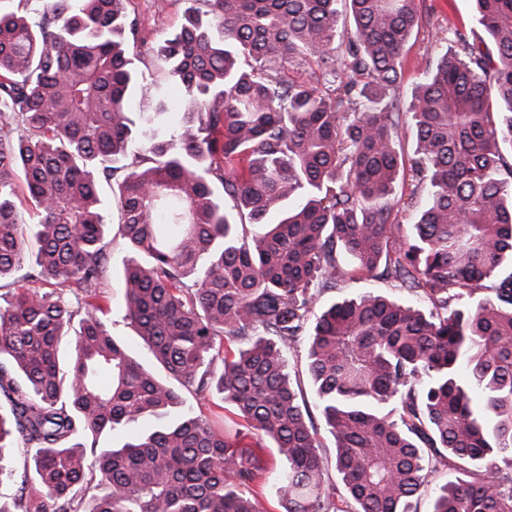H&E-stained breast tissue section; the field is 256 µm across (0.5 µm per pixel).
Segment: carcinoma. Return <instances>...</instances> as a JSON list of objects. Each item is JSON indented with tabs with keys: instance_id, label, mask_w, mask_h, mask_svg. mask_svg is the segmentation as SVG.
Listing matches in <instances>:
<instances>
[{
	"instance_id": "obj_1",
	"label": "carcinoma",
	"mask_w": 512,
	"mask_h": 512,
	"mask_svg": "<svg viewBox=\"0 0 512 512\" xmlns=\"http://www.w3.org/2000/svg\"><path fill=\"white\" fill-rule=\"evenodd\" d=\"M190 2L156 50L181 110L138 66L126 0L0 10V281L15 285L0 293V477L15 476L5 449L22 456L37 512H260L273 474L282 512H414L445 469L430 512H512V0H475L486 41L448 25L452 47L406 108L404 52L430 24L420 0ZM310 62L325 86L287 75ZM407 171L409 199L428 204L402 238L391 195ZM104 182L128 249L126 319L162 377L100 316ZM363 277L425 307L363 295L314 311ZM302 343L337 480L290 380Z\"/></svg>"
}]
</instances>
